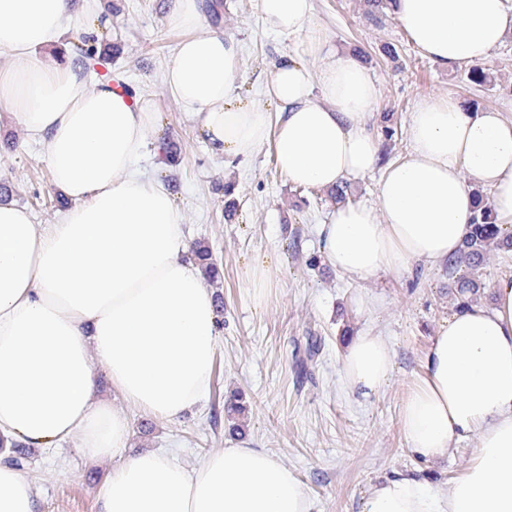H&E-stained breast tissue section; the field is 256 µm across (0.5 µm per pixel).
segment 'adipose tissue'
<instances>
[{
  "label": "adipose tissue",
  "mask_w": 512,
  "mask_h": 512,
  "mask_svg": "<svg viewBox=\"0 0 512 512\" xmlns=\"http://www.w3.org/2000/svg\"><path fill=\"white\" fill-rule=\"evenodd\" d=\"M415 47L441 64H477L512 33L506 0H394ZM267 26L306 41L265 85L268 113L242 100L239 42L210 30L204 0H168L167 22L190 30L164 79L219 157H251L272 143L290 184L331 189L374 171L373 204L337 208L320 225L327 262L353 280L454 258L473 217L468 180L488 186L497 224L512 227V119L444 97L410 115V151L381 166L373 130L378 87L313 22L312 0H259ZM109 19L97 0H0V103L43 147L54 185L72 205L56 224L0 202V512H39L31 480L6 463L20 443L78 439L109 465L98 512H312L294 472L254 448H227L188 469L152 449L123 455L126 414L99 395L96 363L129 404L174 421L206 394L218 315L190 253L173 193L138 164L157 123L149 100L128 103L79 66L50 63L66 38L99 42ZM394 369L388 340L355 336L342 359L347 388L368 398ZM410 450L435 461L476 437L464 472L435 488L396 477L360 512H512V280L493 303L449 316L400 408Z\"/></svg>",
  "instance_id": "1"
}]
</instances>
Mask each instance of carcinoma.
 <instances>
[{
	"label": "carcinoma",
	"instance_id": "obj_1",
	"mask_svg": "<svg viewBox=\"0 0 512 512\" xmlns=\"http://www.w3.org/2000/svg\"><path fill=\"white\" fill-rule=\"evenodd\" d=\"M74 59L83 66L87 72L97 70V67L106 69L107 75H112L108 65L112 64V46L89 45L87 43L73 45ZM476 198V214L472 219L470 233L465 237L462 248L455 260V264L463 265L468 273L456 280L455 288L462 303L473 299L481 289L478 269L493 251H512V234L504 235L500 232L488 198L479 189L473 191ZM192 254L198 264L204 269L207 280L211 283L221 278V270L213 258L211 248L204 243L195 244Z\"/></svg>",
	"mask_w": 512,
	"mask_h": 512
}]
</instances>
